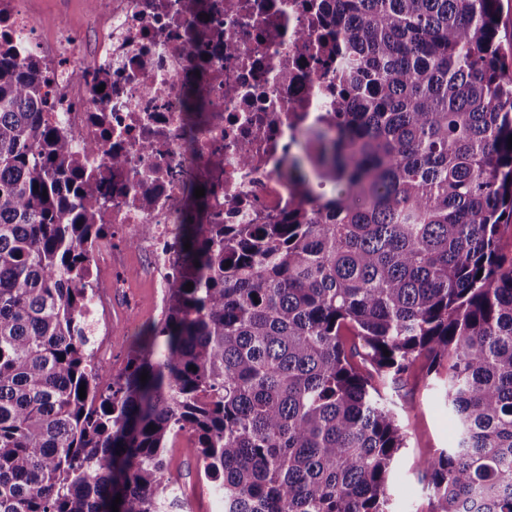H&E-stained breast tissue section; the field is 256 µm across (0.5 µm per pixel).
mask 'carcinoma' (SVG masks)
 Listing matches in <instances>:
<instances>
[{
    "label": "carcinoma",
    "instance_id": "obj_1",
    "mask_svg": "<svg viewBox=\"0 0 512 512\" xmlns=\"http://www.w3.org/2000/svg\"><path fill=\"white\" fill-rule=\"evenodd\" d=\"M498 3L330 0L347 46L341 125L297 167L313 162L337 195L278 224L180 225L165 317L115 374L84 320L96 186L56 194L74 145L43 127L52 102L33 64L0 48V512H112L118 495L119 512H164L180 431L223 512H387L406 434L374 379L399 381L423 355L448 362L457 424L455 446L420 462L431 512H512Z\"/></svg>",
    "mask_w": 512,
    "mask_h": 512
}]
</instances>
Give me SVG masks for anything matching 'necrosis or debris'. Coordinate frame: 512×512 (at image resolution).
<instances>
[{
	"label": "necrosis or debris",
	"instance_id": "obj_1",
	"mask_svg": "<svg viewBox=\"0 0 512 512\" xmlns=\"http://www.w3.org/2000/svg\"><path fill=\"white\" fill-rule=\"evenodd\" d=\"M24 2L0 0V40L38 61L53 101L46 123L75 142L103 194L85 276L103 320L135 291L115 276L131 255L148 260L158 296L178 278L196 188L209 224H275L314 207L324 183L315 171L299 181L291 160L336 125L342 48L324 0H96L105 20L88 52ZM194 89L197 124L185 107ZM118 232L133 252L114 246Z\"/></svg>",
	"mask_w": 512,
	"mask_h": 512
}]
</instances>
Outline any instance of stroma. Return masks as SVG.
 I'll list each match as a JSON object with an SVG mask.
<instances>
[{
  "instance_id": "stroma-1",
  "label": "stroma",
  "mask_w": 512,
  "mask_h": 512,
  "mask_svg": "<svg viewBox=\"0 0 512 512\" xmlns=\"http://www.w3.org/2000/svg\"><path fill=\"white\" fill-rule=\"evenodd\" d=\"M36 17L66 21L71 32L84 45H91L100 18L85 10L81 0H31ZM139 287L131 312L116 313L112 329V368L123 367L140 330L162 319L155 306L151 269L139 259L127 265ZM443 373L431 371L427 358H419L411 373L397 383L380 385L384 401L397 414L407 436L388 475L390 512H429L427 482L419 469L420 461L439 449L454 447L456 426L448 412L442 391Z\"/></svg>"
}]
</instances>
